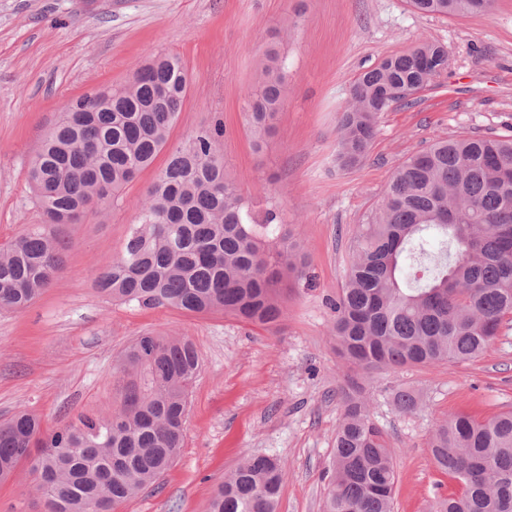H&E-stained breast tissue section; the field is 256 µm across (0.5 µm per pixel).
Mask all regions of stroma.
I'll use <instances>...</instances> for the list:
<instances>
[{"label": "stroma", "instance_id": "1", "mask_svg": "<svg viewBox=\"0 0 512 512\" xmlns=\"http://www.w3.org/2000/svg\"><path fill=\"white\" fill-rule=\"evenodd\" d=\"M424 41L448 67L412 104L381 115L367 156L336 160L351 85L382 58ZM275 47L287 97L254 152L243 107ZM179 56L187 97L168 140L222 123L224 172L257 210L272 209L304 242L312 284L289 282L274 328L222 313L140 309L95 282L138 222L157 157L115 208L61 229L64 271L26 310L0 311V421L21 410L46 428L115 406L117 365L139 336H185L201 364L184 446L157 483L116 512H206L225 474L251 455L284 466L279 512H322L341 391L349 371L329 332L330 299L345 283L353 235L395 169L451 137L512 136V0L487 13L424 15L408 0H0V244L42 223L27 181L30 160L64 103L124 83L159 55ZM373 421L398 475L393 512H425L458 484L435 466L431 431L458 412L487 419L512 409V322L475 359L363 378ZM419 408L397 411L393 393ZM26 470L0 482V512H41Z\"/></svg>", "mask_w": 512, "mask_h": 512}]
</instances>
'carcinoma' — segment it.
Wrapping results in <instances>:
<instances>
[{"label": "carcinoma", "mask_w": 512, "mask_h": 512, "mask_svg": "<svg viewBox=\"0 0 512 512\" xmlns=\"http://www.w3.org/2000/svg\"><path fill=\"white\" fill-rule=\"evenodd\" d=\"M436 15L485 12L492 0H410ZM264 80L245 117L262 149L286 92L281 61L264 53ZM360 74L342 114L337 160L368 153L380 115L423 89L447 66L443 47L423 42ZM188 91L186 69L164 55L123 84L68 102L30 162L28 181L45 221L0 250V310L22 311L63 271L60 227L111 209L118 192L167 145ZM223 126L201 128L173 149L147 188L122 254L98 273L112 300L140 308L222 312L271 326L283 315L284 281L312 276L291 230L258 222L224 174ZM416 264L428 274L408 280ZM332 333L350 368L397 370L480 356L512 318V136L450 138L408 157L352 241ZM115 409L79 415L50 432L20 411L0 423V480L24 467L43 512H114L154 484L183 447L199 357L184 336L138 337L124 352ZM364 389L351 381L336 430L323 512H393L397 474ZM402 413L419 405L394 393ZM438 469L461 490L430 512H512V410L478 420L451 416L430 434ZM284 467L248 456L212 495L208 512H277Z\"/></svg>", "instance_id": "obj_1"}]
</instances>
